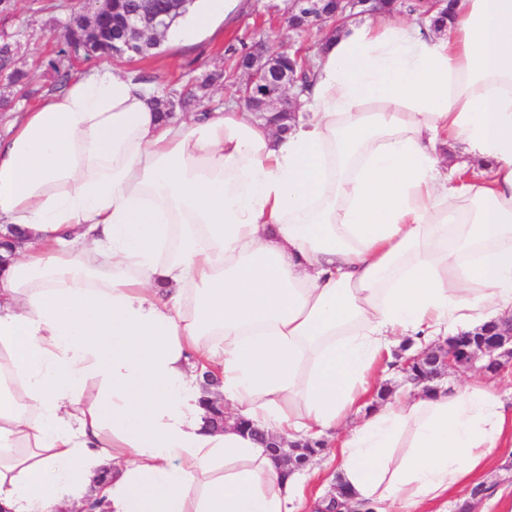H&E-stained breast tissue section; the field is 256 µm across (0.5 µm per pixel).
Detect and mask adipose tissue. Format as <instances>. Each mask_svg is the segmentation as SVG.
Wrapping results in <instances>:
<instances>
[{
  "mask_svg": "<svg viewBox=\"0 0 512 512\" xmlns=\"http://www.w3.org/2000/svg\"><path fill=\"white\" fill-rule=\"evenodd\" d=\"M453 4L326 35L284 132L236 104L163 118L106 62L10 124L0 512L323 503L210 425L209 370L266 434L338 436L346 508L429 512L512 446V396L482 380L346 425L396 337L512 311V0Z\"/></svg>",
  "mask_w": 512,
  "mask_h": 512,
  "instance_id": "ef3b65f1",
  "label": "adipose tissue"
}]
</instances>
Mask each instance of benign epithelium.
Instances as JSON below:
<instances>
[{"label": "benign epithelium", "mask_w": 512, "mask_h": 512, "mask_svg": "<svg viewBox=\"0 0 512 512\" xmlns=\"http://www.w3.org/2000/svg\"><path fill=\"white\" fill-rule=\"evenodd\" d=\"M111 0H88L81 15V37L89 46L101 39L99 20L109 10ZM193 0H166L159 7L156 0H139L137 11L113 19V24L128 33L119 44H112V54H136L142 39L151 38L160 42L166 38L173 17L186 11ZM362 14L375 15L382 11L381 0H290L286 4L284 19L291 28L311 24H330L337 28L355 16V10ZM248 81L242 97L256 111L268 113L266 119L276 122V113L281 105H293L287 92L295 86L294 78L272 81L269 71L251 60V66L245 68ZM512 365V316L486 328L459 333L450 336L442 344L427 348L425 351L405 359L402 372L405 380L422 387L426 392L438 390L436 381L448 372L462 374L478 371L496 375ZM267 447L271 448L274 458L288 469V473L305 470L312 458L320 454L325 444L318 441L307 447L302 442L285 444L273 437Z\"/></svg>", "instance_id": "7a95c632"}]
</instances>
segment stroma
Masks as SVG:
<instances>
[{"instance_id": "obj_1", "label": "stroma", "mask_w": 512, "mask_h": 512, "mask_svg": "<svg viewBox=\"0 0 512 512\" xmlns=\"http://www.w3.org/2000/svg\"><path fill=\"white\" fill-rule=\"evenodd\" d=\"M54 9L33 12L31 0H15L5 21L20 32L18 64L34 84L47 82L46 64L65 35L64 22L75 0H53ZM286 0H231L226 11L201 31L185 28L171 33L161 48L147 57L118 58L115 68L151 80L156 95L204 88L207 108L218 110L239 102L246 75L236 60L244 48L263 43L276 51L311 55L327 28L292 29L283 21ZM475 484L487 486L479 498L480 512H512V447L495 449Z\"/></svg>"}]
</instances>
